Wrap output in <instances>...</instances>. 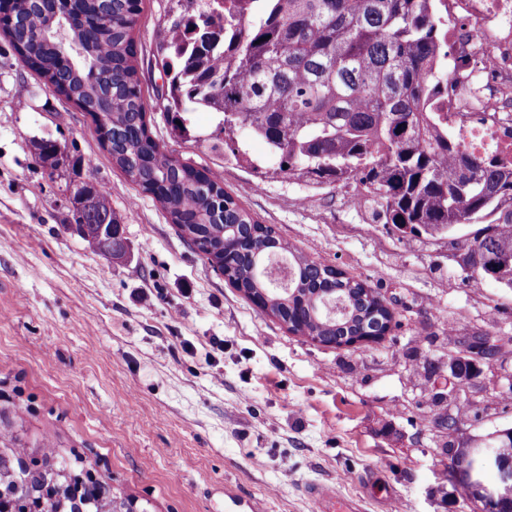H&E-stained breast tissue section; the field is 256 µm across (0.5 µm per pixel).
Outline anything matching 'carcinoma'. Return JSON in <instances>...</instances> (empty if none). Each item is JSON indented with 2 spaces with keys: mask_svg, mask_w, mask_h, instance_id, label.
Segmentation results:
<instances>
[{
  "mask_svg": "<svg viewBox=\"0 0 512 512\" xmlns=\"http://www.w3.org/2000/svg\"><path fill=\"white\" fill-rule=\"evenodd\" d=\"M12 46L32 62L57 65L54 93L77 106L92 104L109 124L103 147L112 163L150 194L192 242L209 247L208 260L238 290L257 294L268 284L253 259L275 250L294 271L290 293L272 312L288 330L326 339L379 335L385 313L374 307L363 280L296 253L224 191L208 169L163 151L151 137L137 69L134 11L141 0H75L68 17L53 18L51 0H15ZM442 0H202L165 34L163 62L174 117L185 129L198 107L221 115V130L266 144L254 161L285 176H307L362 188L380 222L401 234H451L472 276L512 288V168L467 153L448 139L447 114L434 111L448 83V16ZM38 161L55 172L66 164L56 142H35ZM77 232L101 254L124 246L107 190L88 180L71 197ZM325 288L336 289L348 311L313 310ZM480 408L456 405L443 425V453L455 427L479 418ZM512 457V428L489 440Z\"/></svg>",
  "mask_w": 512,
  "mask_h": 512,
  "instance_id": "cac0c4a2",
  "label": "carcinoma"
}]
</instances>
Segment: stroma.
Instances as JSON below:
<instances>
[{
    "instance_id": "35a3bbf8",
    "label": "stroma",
    "mask_w": 512,
    "mask_h": 512,
    "mask_svg": "<svg viewBox=\"0 0 512 512\" xmlns=\"http://www.w3.org/2000/svg\"><path fill=\"white\" fill-rule=\"evenodd\" d=\"M185 0H142L134 27L150 135L277 237L362 279L393 310L378 342L327 347L291 333L234 288L116 168L92 117L47 89L0 34V449L12 470L68 465L106 478L143 512H315L309 483L335 482L362 512H472L445 474L435 391L455 338L512 340V289L464 279L447 238L400 237L353 190L254 171L224 157L218 114L173 129L161 101L165 33ZM71 159L49 173L33 143ZM111 194L127 254L112 261L71 226L65 189L86 174ZM512 353L465 395L482 436L512 427Z\"/></svg>"
}]
</instances>
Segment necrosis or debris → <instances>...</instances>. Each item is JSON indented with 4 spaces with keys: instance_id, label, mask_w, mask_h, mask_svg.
Segmentation results:
<instances>
[{
    "instance_id": "necrosis-or-debris-1",
    "label": "necrosis or debris",
    "mask_w": 512,
    "mask_h": 512,
    "mask_svg": "<svg viewBox=\"0 0 512 512\" xmlns=\"http://www.w3.org/2000/svg\"><path fill=\"white\" fill-rule=\"evenodd\" d=\"M448 134L512 165V0H448Z\"/></svg>"
}]
</instances>
